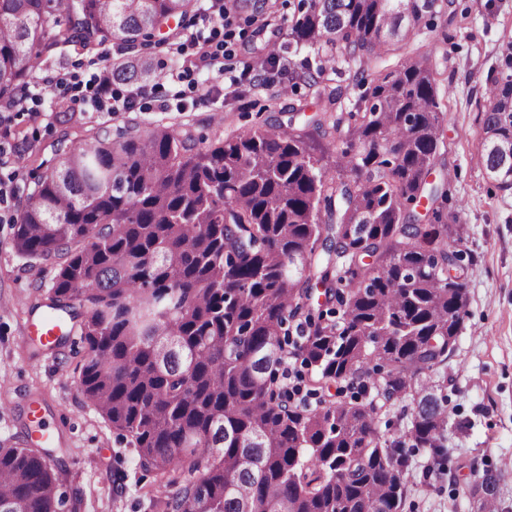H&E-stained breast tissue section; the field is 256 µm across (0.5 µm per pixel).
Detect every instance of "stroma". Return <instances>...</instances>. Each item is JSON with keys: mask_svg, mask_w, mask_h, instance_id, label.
<instances>
[{"mask_svg": "<svg viewBox=\"0 0 512 512\" xmlns=\"http://www.w3.org/2000/svg\"><path fill=\"white\" fill-rule=\"evenodd\" d=\"M279 34L259 31L240 14L229 24L204 22L209 0H198L177 38L155 44L147 54L159 62V76L147 80L151 94L129 110L99 112L89 98L92 77L117 57L106 44L84 49L68 43L43 58L26 88L22 108L9 113L11 146L0 155V446H23L40 428L52 431L62 468L63 491L80 496V512H152L133 448L77 386L83 352L78 334L46 352L26 324L38 321L56 274L54 265L27 257L14 247L12 224L34 183L54 157L58 141L81 144L95 132L132 120L141 129H190L206 143L295 117L303 126L320 117L319 96L337 91L343 111L353 110L363 90L351 71L321 78L317 88L288 82L289 73L314 60L310 48L288 43L299 0H274ZM454 18L436 17L433 30L414 42L441 73L438 91L448 106V150L436 170L448 181L449 207L458 208L465 256L467 315L448 360V462L430 472L427 450L411 456V482L403 512H480L471 490L485 471L498 478L495 512H512V190L491 180L479 161L481 106L491 78L512 72V0H456ZM217 53L214 64L197 59V46ZM273 46L265 85L254 83L245 65L257 50ZM241 73L225 89L221 67ZM67 80V89L46 94L44 76ZM199 86L212 87L208 100L195 98ZM74 110L77 126L57 122L55 104Z\"/></svg>", "mask_w": 512, "mask_h": 512, "instance_id": "stroma-1", "label": "stroma"}]
</instances>
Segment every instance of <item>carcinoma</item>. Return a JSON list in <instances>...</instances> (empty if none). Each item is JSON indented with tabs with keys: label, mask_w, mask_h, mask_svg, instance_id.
<instances>
[{
	"label": "carcinoma",
	"mask_w": 512,
	"mask_h": 512,
	"mask_svg": "<svg viewBox=\"0 0 512 512\" xmlns=\"http://www.w3.org/2000/svg\"><path fill=\"white\" fill-rule=\"evenodd\" d=\"M194 2L0 0V109L64 43L128 50L115 82L156 74L143 50ZM234 2L249 22L263 10ZM301 2L288 38L324 58L292 78L315 86L341 59L365 86L333 168L291 125L210 146L125 125L58 150L15 224V249L56 265L47 316L80 328L79 390L154 475L153 512H401L407 449L447 461L448 358L468 296L448 280L458 213L429 180L447 105L438 72L406 47L454 0ZM60 10L59 38L47 27ZM500 139L512 142V74L491 81L479 146L512 190ZM424 200L425 214L407 209ZM290 354L314 406L276 386ZM341 382L359 391L322 399ZM377 398L411 401L400 435L380 434ZM496 484L488 471L473 488L481 512ZM78 508L49 450L0 446V512Z\"/></svg>",
	"instance_id": "1"
}]
</instances>
